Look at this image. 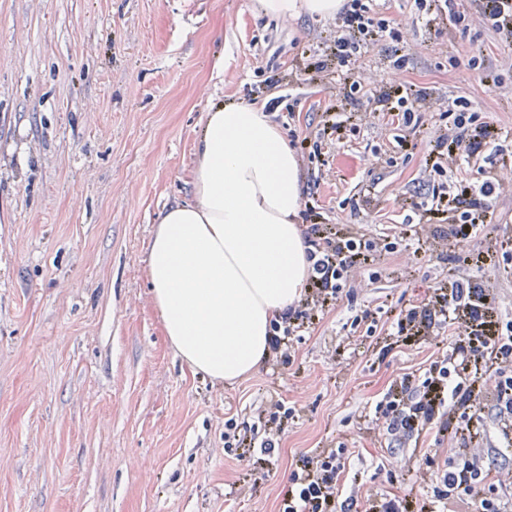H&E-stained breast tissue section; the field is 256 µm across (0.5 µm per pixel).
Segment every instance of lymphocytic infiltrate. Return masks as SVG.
<instances>
[{
	"mask_svg": "<svg viewBox=\"0 0 512 512\" xmlns=\"http://www.w3.org/2000/svg\"><path fill=\"white\" fill-rule=\"evenodd\" d=\"M414 3L418 22L428 27L440 18L455 27L469 17L487 24L492 30L512 34V0H414ZM386 40L400 45L404 37L398 28L385 21H374L362 0H349L348 6L337 14L336 54L343 62L357 63L369 47ZM375 104L386 112L393 125L422 123V114H416V107H423L424 112L437 108L436 103L425 102L422 92L412 86L396 87L391 94L377 98ZM468 124V118L461 114L453 121L452 133L434 130L426 170L434 175H447L458 198L476 200L481 209H485L495 191L504 187L500 174L492 172L489 179L480 183L472 181L470 174L491 156L501 154L502 145L491 137L475 143L467 154H460L459 146L469 133ZM418 209L420 223H451L448 239L452 242L481 232L485 222L482 214L475 215L451 205L443 192L432 193ZM304 216L309 222L305 233L309 263L307 283L293 311L271 324L269 344L275 350L287 345L289 336L302 320L313 319L315 310L325 308L335 299L338 281L364 256L363 239L357 233L325 223L312 205L306 206ZM455 350L461 361L475 367L471 384L465 386L456 382L447 367L432 366L423 391L410 397L408 406L402 408L396 401H386L381 414L387 424V434H395L401 428L411 431L416 422L430 424L446 418L450 410L473 406L482 389L490 385L497 397L502 434L512 435V379L505 377L501 368L504 359L512 357V338L494 333L457 344ZM342 473L335 452L321 453L314 470L293 474L279 512H336V490ZM442 481L446 490L439 494L438 500L443 506L476 499L483 512H497V504L483 495L481 472L473 470L470 464L445 472Z\"/></svg>",
	"mask_w": 512,
	"mask_h": 512,
	"instance_id": "1",
	"label": "lymphocytic infiltrate"
}]
</instances>
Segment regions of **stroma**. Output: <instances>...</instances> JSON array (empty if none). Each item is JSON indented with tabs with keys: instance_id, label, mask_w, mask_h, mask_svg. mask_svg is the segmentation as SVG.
<instances>
[{
	"instance_id": "stroma-1",
	"label": "stroma",
	"mask_w": 512,
	"mask_h": 512,
	"mask_svg": "<svg viewBox=\"0 0 512 512\" xmlns=\"http://www.w3.org/2000/svg\"><path fill=\"white\" fill-rule=\"evenodd\" d=\"M369 5L413 45L399 68L387 45L369 49L373 90L424 91L441 128L463 97L473 129L512 133V40L473 21L415 27L413 0ZM334 26L266 16L260 0H0V512H278L323 448L345 469L338 512L433 500L439 477L417 480L406 437L378 440L374 406L450 356L429 310L448 281L469 283L512 334V189L454 253L447 225L405 224L432 193L427 127L391 125L340 78L294 85L286 140L325 111L349 117L299 171L304 200L394 247L246 378L184 361L151 300V242L163 211L193 199L208 113L262 98L265 79L306 66L304 50L329 54ZM412 310L429 337L392 329ZM278 401L294 413L274 454L225 447L227 421L249 427ZM479 415L476 468L512 474L492 391Z\"/></svg>"
}]
</instances>
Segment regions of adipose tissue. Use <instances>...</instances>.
Masks as SVG:
<instances>
[{
    "instance_id": "ef3b65f1",
    "label": "adipose tissue",
    "mask_w": 512,
    "mask_h": 512,
    "mask_svg": "<svg viewBox=\"0 0 512 512\" xmlns=\"http://www.w3.org/2000/svg\"><path fill=\"white\" fill-rule=\"evenodd\" d=\"M344 3L261 0L264 14L284 21L333 16ZM199 155L193 202L168 208L151 244V300L178 353L212 380L233 382L266 356L271 322L306 284L298 161L248 105L208 114Z\"/></svg>"
}]
</instances>
